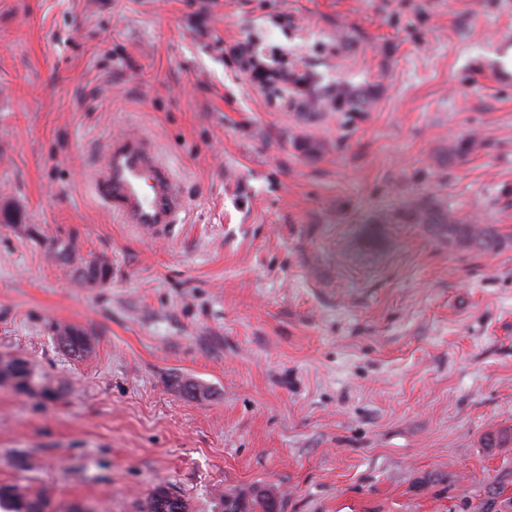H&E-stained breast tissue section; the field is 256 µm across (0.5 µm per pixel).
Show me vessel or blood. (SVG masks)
<instances>
[{
  "label": "vessel or blood",
  "mask_w": 512,
  "mask_h": 512,
  "mask_svg": "<svg viewBox=\"0 0 512 512\" xmlns=\"http://www.w3.org/2000/svg\"><path fill=\"white\" fill-rule=\"evenodd\" d=\"M93 183L99 199L122 223L162 234L177 223L185 199L151 140L137 131L111 136Z\"/></svg>",
  "instance_id": "obj_1"
}]
</instances>
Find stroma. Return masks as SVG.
<instances>
[{
    "label": "stroma",
    "mask_w": 512,
    "mask_h": 512,
    "mask_svg": "<svg viewBox=\"0 0 512 512\" xmlns=\"http://www.w3.org/2000/svg\"><path fill=\"white\" fill-rule=\"evenodd\" d=\"M245 41L369 109L253 87ZM510 55L512 0H0V356L44 384L0 385V484L50 512L251 483L281 512H512V446L484 445L512 428V242L415 215L512 238ZM130 129L189 201L160 239L94 192ZM311 101L312 109L317 110L319 107H330L336 112H344L346 110H365L367 101L362 94L354 88L344 85H336V87L326 90L316 89ZM422 220L426 224H433L437 235L448 238L450 248L480 255L497 252L507 245L505 237L493 224H464L438 209L426 210ZM58 346L75 359H82L90 353V344L82 330L64 326L56 330Z\"/></svg>",
    "instance_id": "1"
}]
</instances>
